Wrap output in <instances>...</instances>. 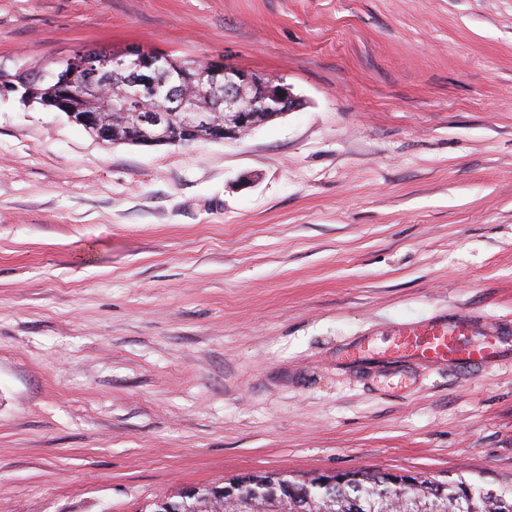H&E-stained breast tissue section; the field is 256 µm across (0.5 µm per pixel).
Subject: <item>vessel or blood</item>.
Masks as SVG:
<instances>
[{
    "label": "vessel or blood",
    "mask_w": 512,
    "mask_h": 512,
    "mask_svg": "<svg viewBox=\"0 0 512 512\" xmlns=\"http://www.w3.org/2000/svg\"><path fill=\"white\" fill-rule=\"evenodd\" d=\"M401 346L409 357L434 365L482 367L500 361L512 341V325L489 323L459 311L424 327H409Z\"/></svg>",
    "instance_id": "1"
}]
</instances>
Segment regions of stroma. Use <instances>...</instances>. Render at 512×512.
Masks as SVG:
<instances>
[{"mask_svg":"<svg viewBox=\"0 0 512 512\" xmlns=\"http://www.w3.org/2000/svg\"><path fill=\"white\" fill-rule=\"evenodd\" d=\"M140 47L284 80L239 140L108 144L0 93V512L254 473L512 481V0H0V71ZM512 325L488 323L458 311L424 327H407L401 346L409 357L434 365L483 367L499 362L510 342Z\"/></svg>","mask_w":512,"mask_h":512,"instance_id":"obj_1","label":"stroma"}]
</instances>
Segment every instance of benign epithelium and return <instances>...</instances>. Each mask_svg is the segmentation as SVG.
<instances>
[{"instance_id":"1","label":"benign epithelium","mask_w":512,"mask_h":512,"mask_svg":"<svg viewBox=\"0 0 512 512\" xmlns=\"http://www.w3.org/2000/svg\"><path fill=\"white\" fill-rule=\"evenodd\" d=\"M162 56L152 50L132 48L121 54L90 59L82 77L62 68L54 76L59 93V111L83 126L98 140L126 142L143 146L191 144L201 129L211 140H236L261 125L262 113L284 115L298 108L299 98L279 79L239 70L225 61L207 60L197 73H180V80H196L207 88V95L224 96V111L200 108L187 94L168 96L167 106L151 107L144 97L156 93L153 74ZM126 67L138 75L141 91L131 95L101 85L99 78L112 70ZM397 496L383 512H455V506L443 501L430 504L419 496L406 495V487L415 484L409 474L387 473ZM272 479L245 477L232 483L196 485L184 489L175 499L157 504L158 512H239L246 501L248 512H268V502L276 498L288 505V494L295 489L283 485L280 494L271 489Z\"/></svg>"}]
</instances>
